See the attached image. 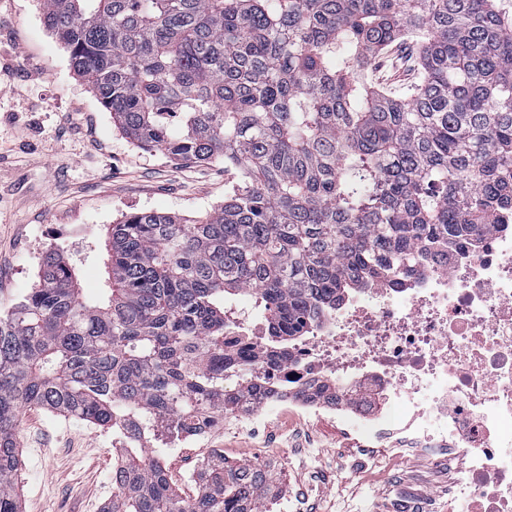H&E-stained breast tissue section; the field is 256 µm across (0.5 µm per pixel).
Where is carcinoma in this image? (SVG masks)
Segmentation results:
<instances>
[{
    "instance_id": "carcinoma-1",
    "label": "carcinoma",
    "mask_w": 512,
    "mask_h": 512,
    "mask_svg": "<svg viewBox=\"0 0 512 512\" xmlns=\"http://www.w3.org/2000/svg\"><path fill=\"white\" fill-rule=\"evenodd\" d=\"M71 69L141 148L224 158L239 181L188 222L132 212L107 229V287L86 300L45 251L0 314V512L25 407L121 429L107 512H264L279 479L210 468L176 493L156 430L177 437L259 400L226 330L254 294L269 337L303 336L346 288L412 272L498 221L512 197V15L499 0H43ZM419 49L403 98L369 79L393 43Z\"/></svg>"
}]
</instances>
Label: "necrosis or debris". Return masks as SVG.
<instances>
[{
    "label": "necrosis or debris",
    "instance_id": "necrosis-or-debris-1",
    "mask_svg": "<svg viewBox=\"0 0 512 512\" xmlns=\"http://www.w3.org/2000/svg\"><path fill=\"white\" fill-rule=\"evenodd\" d=\"M246 333L268 396L200 420L181 442L255 424L268 407L348 418L378 447L456 458L470 512H512V206L412 275L349 289L287 362L265 357L262 325Z\"/></svg>",
    "mask_w": 512,
    "mask_h": 512
}]
</instances>
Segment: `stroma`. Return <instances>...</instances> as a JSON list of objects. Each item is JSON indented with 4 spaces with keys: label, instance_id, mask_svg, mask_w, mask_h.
Instances as JSON below:
<instances>
[{
    "label": "stroma",
    "instance_id": "35a3bbf8",
    "mask_svg": "<svg viewBox=\"0 0 512 512\" xmlns=\"http://www.w3.org/2000/svg\"><path fill=\"white\" fill-rule=\"evenodd\" d=\"M372 77L388 91L417 83L413 46L377 58ZM235 171L223 160L187 164L145 150L69 67L66 49L44 27L41 0H0V312L38 280L45 250L74 262L88 298L105 285L107 227L143 209L193 220L223 204ZM23 512H102L112 499V433L41 408L21 415ZM245 462L278 463L298 512H392L397 499L430 512H459L447 460L364 448L353 426L268 410L259 433H219L163 449L178 493L184 471L211 449Z\"/></svg>",
    "mask_w": 512,
    "mask_h": 512
}]
</instances>
